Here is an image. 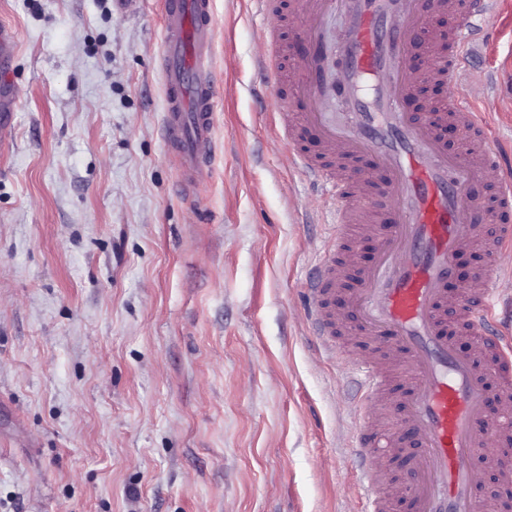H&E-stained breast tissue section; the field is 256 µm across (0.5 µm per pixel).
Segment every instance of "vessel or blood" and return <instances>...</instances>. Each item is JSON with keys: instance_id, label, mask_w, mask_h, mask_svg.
I'll return each instance as SVG.
<instances>
[{"instance_id": "1", "label": "vessel or blood", "mask_w": 512, "mask_h": 512, "mask_svg": "<svg viewBox=\"0 0 512 512\" xmlns=\"http://www.w3.org/2000/svg\"><path fill=\"white\" fill-rule=\"evenodd\" d=\"M497 8V0L295 3L302 47L292 52L295 82L281 93L278 116L288 133L314 129L316 149L295 147L294 162L336 202V245L315 258L304 285L309 327L324 347H335L336 302L344 300L359 334L398 363L392 374L368 357L355 370L361 402L353 442L369 512L391 510L369 418L378 405L399 407L394 435L413 437V481L405 490L413 512H486L472 465L492 423L489 389L512 396V337L489 329L495 314L512 319V297L499 288L503 273L491 263L458 293L448 285L457 257L484 237L470 219L477 204L469 189L492 172L499 178L488 217L498 244H512V158L488 142L461 96L441 107L427 104L422 120L404 103L418 79L416 37L428 48L432 76L459 87L471 57L490 43L474 25ZM163 10L164 132L182 160V189L189 193L214 152L216 19L213 0H163ZM429 10L447 16V34L424 29ZM336 14L343 28L333 39L327 24ZM450 121L464 133L452 151L438 135ZM363 161L383 170L382 188L356 177L353 166ZM365 224L377 247L361 268L355 247ZM343 273L353 283L340 296L336 280ZM460 323L476 348L458 347Z\"/></svg>"}]
</instances>
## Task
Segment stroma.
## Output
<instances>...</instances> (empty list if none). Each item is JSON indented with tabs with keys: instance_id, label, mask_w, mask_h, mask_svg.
<instances>
[{
	"instance_id": "stroma-1",
	"label": "stroma",
	"mask_w": 512,
	"mask_h": 512,
	"mask_svg": "<svg viewBox=\"0 0 512 512\" xmlns=\"http://www.w3.org/2000/svg\"><path fill=\"white\" fill-rule=\"evenodd\" d=\"M0 0V512H367L355 336L305 317L333 200L291 159L261 27L213 0L215 150L193 194L163 132L161 0ZM467 102L512 147V11Z\"/></svg>"
}]
</instances>
